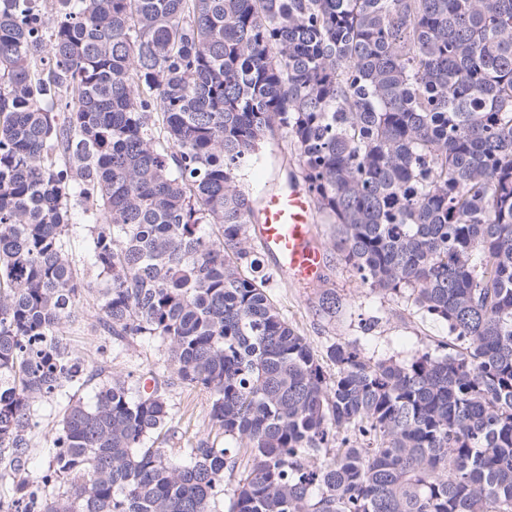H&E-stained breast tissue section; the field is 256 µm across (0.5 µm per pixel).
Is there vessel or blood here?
Wrapping results in <instances>:
<instances>
[{
  "label": "vessel or blood",
  "mask_w": 512,
  "mask_h": 512,
  "mask_svg": "<svg viewBox=\"0 0 512 512\" xmlns=\"http://www.w3.org/2000/svg\"><path fill=\"white\" fill-rule=\"evenodd\" d=\"M316 218L315 202L302 187L282 185L263 198L254 231L283 278L309 284L322 279L327 255L314 238Z\"/></svg>",
  "instance_id": "vessel-or-blood-1"
}]
</instances>
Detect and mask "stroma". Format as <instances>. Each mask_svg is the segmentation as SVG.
<instances>
[{
	"mask_svg": "<svg viewBox=\"0 0 512 512\" xmlns=\"http://www.w3.org/2000/svg\"><path fill=\"white\" fill-rule=\"evenodd\" d=\"M295 167L294 155L278 134L245 169L244 182L251 196L258 200L284 178L286 171ZM332 236V225L317 223L315 239L327 249L328 265L322 285L335 289L343 301L342 312L335 319L327 320L318 315L314 286L290 283L275 275L267 284L280 312L315 350H324L333 341L350 342L376 360L391 357L408 361L447 340L448 328L444 323L409 314L411 302L407 297L383 296L363 286L352 269L332 250ZM82 306L84 317L65 325L64 340L75 356L85 363L96 364L102 372L83 386L71 388V395L89 403L102 381L112 377L135 378L149 370L172 375L164 346L151 341L116 342L96 327L95 298H84ZM169 403L173 420L162 446L173 461L179 462L188 439L205 438L210 433L207 425L209 396L200 389L176 385L169 393Z\"/></svg>",
	"mask_w": 512,
	"mask_h": 512,
	"instance_id": "stroma-1",
	"label": "stroma"
}]
</instances>
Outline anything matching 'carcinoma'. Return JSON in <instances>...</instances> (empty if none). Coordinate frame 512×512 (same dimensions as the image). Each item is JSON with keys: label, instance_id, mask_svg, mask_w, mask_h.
<instances>
[{"label": "carcinoma", "instance_id": "1", "mask_svg": "<svg viewBox=\"0 0 512 512\" xmlns=\"http://www.w3.org/2000/svg\"><path fill=\"white\" fill-rule=\"evenodd\" d=\"M280 130L341 260L444 352L319 354L279 312L242 171ZM77 208L101 329L165 346L249 453L231 512H512V0H0L6 512H214L237 453L154 447L156 372L59 404L29 475L86 370L59 335L93 289ZM57 412V411H56ZM56 412L47 405L46 410L40 415L38 425L32 429L33 446L28 461V469L33 475H38L46 468L48 457L45 448L52 446V438L57 428L58 417Z\"/></svg>", "mask_w": 512, "mask_h": 512}]
</instances>
